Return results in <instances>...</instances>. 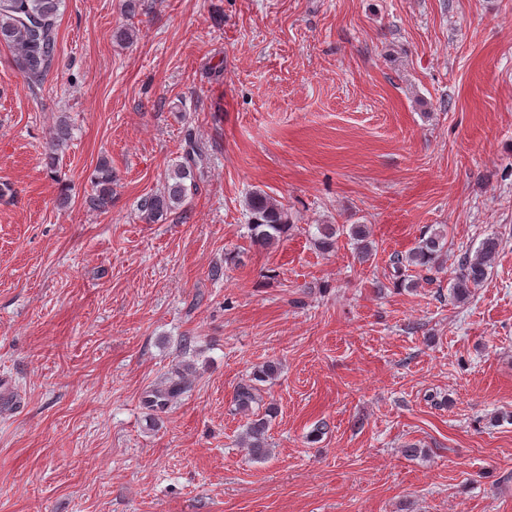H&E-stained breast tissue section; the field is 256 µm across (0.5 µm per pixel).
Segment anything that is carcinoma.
Segmentation results:
<instances>
[{"instance_id":"cac0c4a2","label":"carcinoma","mask_w":512,"mask_h":512,"mask_svg":"<svg viewBox=\"0 0 512 512\" xmlns=\"http://www.w3.org/2000/svg\"><path fill=\"white\" fill-rule=\"evenodd\" d=\"M64 0H0V42L13 51L17 69L23 75L27 86L33 88L42 83L58 56L57 20ZM70 139V127L61 119L54 127L48 143L47 159L54 164L56 152ZM200 149L189 143L184 161L175 165L167 174L163 191L146 197L140 207L147 218L155 222L172 210L185 205L188 196L186 180L193 179V168ZM93 192L85 198L88 209L106 213L112 207V184L114 176L112 163L106 158L99 159L93 175ZM251 215L249 224L251 239L263 247H271L280 240L289 228L288 210L277 201L261 193H255L247 200ZM340 228L334 224L319 226L318 244L324 250L336 244ZM351 238L356 241L359 253L372 255V245L368 242L367 226L353 224L349 228ZM502 247L501 239L489 234L484 237L474 256L466 255L459 264V273L453 285V296L458 300L469 297L471 289L484 282L491 273L494 259ZM444 249L443 237L437 232L423 235L407 255L396 254L391 259L394 272L402 273L403 268L415 266L432 268ZM187 389L184 378L174 379L165 388L149 395L145 405L149 408H162L178 398ZM256 387L242 384L236 391V402L240 410L249 411L256 400ZM269 421L263 416L248 419L242 433V442L255 459H262L268 453Z\"/></svg>"}]
</instances>
